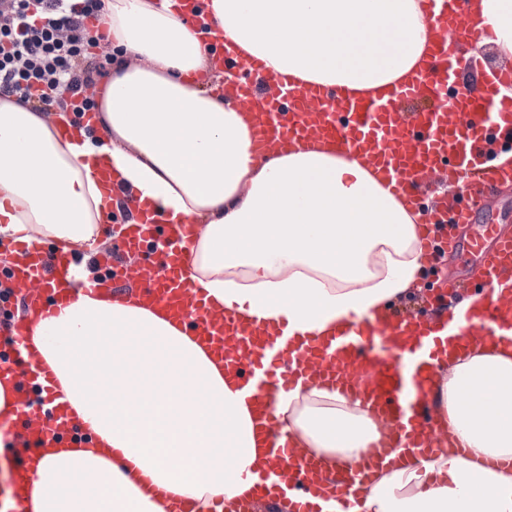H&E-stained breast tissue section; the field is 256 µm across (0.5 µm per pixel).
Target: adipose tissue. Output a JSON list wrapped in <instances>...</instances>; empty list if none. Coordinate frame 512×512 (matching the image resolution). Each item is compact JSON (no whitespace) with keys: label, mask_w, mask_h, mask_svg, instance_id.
Masks as SVG:
<instances>
[{"label":"adipose tissue","mask_w":512,"mask_h":512,"mask_svg":"<svg viewBox=\"0 0 512 512\" xmlns=\"http://www.w3.org/2000/svg\"><path fill=\"white\" fill-rule=\"evenodd\" d=\"M464 7L482 31L471 55L512 58V0ZM104 22L116 54L93 123L0 97L1 237L80 245L114 210L130 224L147 210L164 225L194 220L187 283L297 345L328 344L419 287V212L338 144L255 157L245 114L214 82L223 31L282 76L385 96L429 64L419 0H108ZM28 336L88 428L66 446L27 449L28 512H166L163 490L197 512L255 497L268 512L285 506L281 489L249 481L267 451L237 375L189 325L126 297H83ZM468 392L488 405L471 406ZM430 397L470 455H403L352 512H512V471L491 466L512 459V343L450 359ZM275 415L330 469L353 466L379 438L368 408L326 384L281 394Z\"/></svg>","instance_id":"ef3b65f1"}]
</instances>
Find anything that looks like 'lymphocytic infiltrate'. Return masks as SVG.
Here are the masks:
<instances>
[{"label":"lymphocytic infiltrate","instance_id":"obj_1","mask_svg":"<svg viewBox=\"0 0 512 512\" xmlns=\"http://www.w3.org/2000/svg\"><path fill=\"white\" fill-rule=\"evenodd\" d=\"M104 13L105 0H0V96L36 99L44 112L95 111L88 90L108 70L89 52L85 28Z\"/></svg>","mask_w":512,"mask_h":512}]
</instances>
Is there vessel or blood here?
Returning a JSON list of instances; mask_svg holds the SVG:
<instances>
[{
  "instance_id": "vessel-or-blood-1",
  "label": "vessel or blood",
  "mask_w": 512,
  "mask_h": 512,
  "mask_svg": "<svg viewBox=\"0 0 512 512\" xmlns=\"http://www.w3.org/2000/svg\"><path fill=\"white\" fill-rule=\"evenodd\" d=\"M420 5L437 33L430 66L418 78L395 85L387 97L364 100L339 89L299 87L269 72L263 61L231 52L224 55V94L249 116L261 153L298 142H340L348 154L362 156L381 173L395 195L414 205L437 182L462 184L457 197L438 198L421 214L419 232L433 265L456 250V229L472 223L483 199L512 182V164L487 167L482 162L487 151L512 147V102L495 100L493 92L512 85V63L495 72L493 88L465 84L448 96V84L458 80L460 42L477 33L456 11L455 0H420ZM196 231L192 223L162 231L150 218L130 225L123 250L135 255V262L96 252L103 275L88 284L78 279L70 254L52 260L35 246L20 245V261L9 276L10 295L19 299L20 312L0 324V341L10 345L14 356L0 361V381H41L48 383L49 395H56L53 375L27 341L33 315L58 313L79 296L99 293L130 295L164 307L194 323L199 337L237 372L247 400L255 403L270 460L269 468L256 476L257 487L273 484L299 491L321 480L336 501V512H350L365 498L373 471L394 464L397 450L423 456L446 452L448 429L432 411L428 393L445 350L512 340V234H498L481 264L478 275L489 296L480 314L448 318L461 287L451 278L428 317L398 310L383 321L359 320L329 345L297 348L262 324L212 309L182 280L183 245ZM301 380L335 382L377 415L378 441L349 470L324 473L274 418L277 394ZM15 415L12 422L0 419V436L20 448L56 447L69 426L66 416L51 415L30 396L16 403ZM30 476L28 466L19 464L0 486L9 512H26L21 488Z\"/></svg>"
}]
</instances>
